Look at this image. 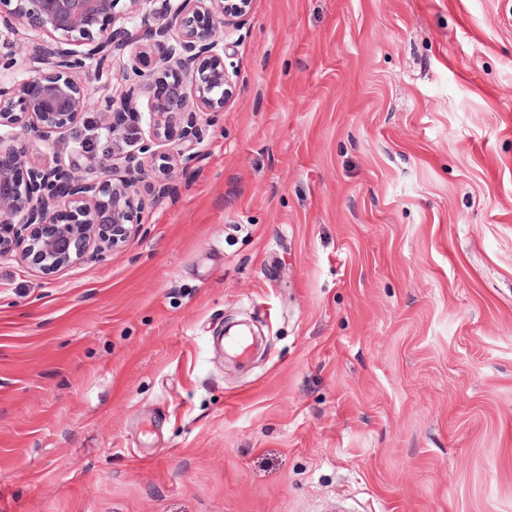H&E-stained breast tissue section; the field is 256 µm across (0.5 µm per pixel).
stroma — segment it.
Instances as JSON below:
<instances>
[{
	"label": "stroma",
	"instance_id": "35a3bbf8",
	"mask_svg": "<svg viewBox=\"0 0 512 512\" xmlns=\"http://www.w3.org/2000/svg\"><path fill=\"white\" fill-rule=\"evenodd\" d=\"M223 46L124 247L0 257V512H512V0H253ZM136 52L28 165H123Z\"/></svg>",
	"mask_w": 512,
	"mask_h": 512
}]
</instances>
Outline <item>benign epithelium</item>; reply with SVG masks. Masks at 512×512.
<instances>
[{
	"instance_id": "7a95c632",
	"label": "benign epithelium",
	"mask_w": 512,
	"mask_h": 512,
	"mask_svg": "<svg viewBox=\"0 0 512 512\" xmlns=\"http://www.w3.org/2000/svg\"><path fill=\"white\" fill-rule=\"evenodd\" d=\"M118 0H0V27L10 33L20 23L48 41L35 53V74L16 80L15 53L0 49V128L14 131L0 137V256L22 248L31 265L60 269L82 258L92 247H116L125 242L137 214L131 192L144 178L163 181L192 155L178 150L156 168L140 156L156 155L162 126L170 114L185 116V135L200 136L198 112L217 114L233 95V86L219 52V31L246 17L252 0H161L154 18L142 19L154 53L149 71L133 69L120 97L97 100L102 112L113 114L114 133L145 95L154 116L152 137L139 140L128 156L124 175L116 178L112 164H99L96 176L77 179L63 165L26 167L23 137L72 127L87 109L80 72L86 62L102 60L137 43L140 33L110 29ZM86 46L79 51L77 47ZM177 70L168 97L152 94L154 84Z\"/></svg>"
}]
</instances>
